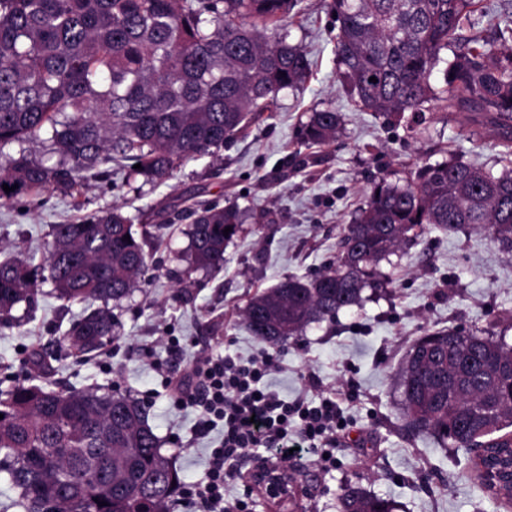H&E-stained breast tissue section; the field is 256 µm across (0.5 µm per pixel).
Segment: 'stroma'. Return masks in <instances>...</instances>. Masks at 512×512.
<instances>
[{
    "instance_id": "35a3bbf8",
    "label": "stroma",
    "mask_w": 512,
    "mask_h": 512,
    "mask_svg": "<svg viewBox=\"0 0 512 512\" xmlns=\"http://www.w3.org/2000/svg\"><path fill=\"white\" fill-rule=\"evenodd\" d=\"M328 3L300 0L280 29L307 54L309 78L279 93L271 117L250 122L213 154L188 160L166 183H129L113 169L104 176L86 173L76 196L51 187L0 203V260L40 265L54 225L115 206L132 216L165 207L178 211L183 194L238 205L248 214L249 229L228 244L221 271L196 273L187 289L177 277L187 264L189 218L148 239V281L122 300L117 339L91 357H75L62 341L83 304L58 300L51 283H44L36 308L0 322V389L43 382L60 390L119 385L148 405L164 450L173 455L184 485L192 486L205 478L222 431L196 433L197 411L174 403L156 364L181 371L204 356L244 361L256 355L261 344L243 323L247 300L286 276L327 268L344 227L380 177L396 182L408 169L451 157L503 172L496 139H472L467 113L448 111L441 102L427 103V122L416 130L405 119L358 111L336 63ZM506 12L512 13V0H481L463 36L512 49V38L497 37L496 24ZM326 108L340 113V133L329 145L306 147L303 124ZM380 270L387 280L365 290L363 306L340 311L334 322L311 324L273 351L281 367L265 385L289 402L306 395L313 406L322 392H337L349 424L334 467L322 468L312 456L293 460L297 482L306 488L298 512H336V492L347 483L392 500L396 512H504L474 479L471 452L441 447L405 428L397 372L411 344L439 329L492 327L512 344V255L476 229L448 235L432 228L402 245ZM172 336L180 345L175 355L168 345ZM34 350L48 357L50 375L28 365ZM311 374L318 387L309 386Z\"/></svg>"
}]
</instances>
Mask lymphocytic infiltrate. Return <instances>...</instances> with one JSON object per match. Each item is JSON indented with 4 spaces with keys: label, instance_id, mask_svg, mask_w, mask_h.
Listing matches in <instances>:
<instances>
[{
    "label": "lymphocytic infiltrate",
    "instance_id": "1",
    "mask_svg": "<svg viewBox=\"0 0 512 512\" xmlns=\"http://www.w3.org/2000/svg\"><path fill=\"white\" fill-rule=\"evenodd\" d=\"M273 366L272 354L262 351L245 363L229 356L204 357L180 375L163 374L178 405L200 408V431H223L210 453L205 480L184 494L185 504L197 512H250L247 498L228 490L244 483L236 462L251 450L280 462L295 447L300 454L320 456L323 466H335L329 450L343 427L335 393L323 395L313 407L302 396L285 401L264 384Z\"/></svg>",
    "mask_w": 512,
    "mask_h": 512
}]
</instances>
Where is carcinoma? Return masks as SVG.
Returning <instances> with one entry per match:
<instances>
[{
  "label": "carcinoma",
  "mask_w": 512,
  "mask_h": 512,
  "mask_svg": "<svg viewBox=\"0 0 512 512\" xmlns=\"http://www.w3.org/2000/svg\"><path fill=\"white\" fill-rule=\"evenodd\" d=\"M296 4L0 0V151L19 146L0 166V201L51 186L77 193L81 172L109 162L129 181L163 183L187 159L213 153L309 76L300 46L266 34ZM477 4L331 0L336 58L361 111L414 117L437 97L430 75L445 64L440 100L470 114L469 136L480 138L490 127L512 165V49L461 39ZM448 49L450 60L443 56ZM340 124L333 109L313 113L303 143L329 144ZM43 134L52 164L24 147ZM5 184L18 188L7 193ZM183 213L192 218L189 265L179 278L187 287L195 272L224 267L244 211L195 200ZM467 226L512 253V171L496 175L449 159L410 172L401 184L382 178L344 228L336 263L254 295L243 321L268 346L311 323H331L341 310L362 305L380 264L404 241L431 227L453 234ZM159 228L153 216H129L119 207L55 226L47 259L53 293L66 302L103 303L70 326L76 355L116 336L120 321L109 302L132 296L145 278L151 257L143 245ZM45 278L27 261H0V320L14 319L21 305L33 309ZM453 335L439 330L412 345L398 372L403 414L411 429L444 448L482 441L484 461L496 460L512 451L511 443L493 438L512 437V346L472 331L450 347ZM0 414V476L14 493L0 512H166L183 488L148 406L116 389L64 393L15 385L0 390ZM336 508L394 512L395 504L346 484Z\"/></svg>",
  "instance_id": "cac0c4a2"
}]
</instances>
